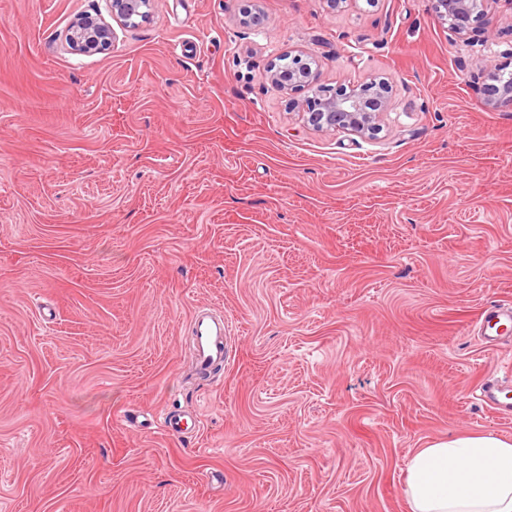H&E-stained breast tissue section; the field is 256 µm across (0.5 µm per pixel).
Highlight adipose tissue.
I'll use <instances>...</instances> for the list:
<instances>
[{
    "mask_svg": "<svg viewBox=\"0 0 512 512\" xmlns=\"http://www.w3.org/2000/svg\"><path fill=\"white\" fill-rule=\"evenodd\" d=\"M410 512H512V439L491 433L428 443L404 475Z\"/></svg>",
    "mask_w": 512,
    "mask_h": 512,
    "instance_id": "1",
    "label": "adipose tissue"
}]
</instances>
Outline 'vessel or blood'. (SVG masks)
I'll use <instances>...</instances> for the list:
<instances>
[{
	"mask_svg": "<svg viewBox=\"0 0 512 512\" xmlns=\"http://www.w3.org/2000/svg\"><path fill=\"white\" fill-rule=\"evenodd\" d=\"M483 331V342L487 348H497L505 333L512 328V306L497 304L484 308L478 318ZM192 347L199 371L208 372L223 366L229 358L227 343L228 327L223 313L211 307H198L189 320ZM504 386L499 380L481 384L475 396L492 411L503 417L512 416V405L502 402Z\"/></svg>",
	"mask_w": 512,
	"mask_h": 512,
	"instance_id": "1",
	"label": "vessel or blood"
}]
</instances>
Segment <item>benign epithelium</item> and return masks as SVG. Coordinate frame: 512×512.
<instances>
[{
    "instance_id": "1",
    "label": "benign epithelium",
    "mask_w": 512,
    "mask_h": 512,
    "mask_svg": "<svg viewBox=\"0 0 512 512\" xmlns=\"http://www.w3.org/2000/svg\"><path fill=\"white\" fill-rule=\"evenodd\" d=\"M488 0H434L437 16L458 38L475 44L488 42V27L483 25ZM150 0H107L109 13L126 23L144 15L143 8ZM112 25L101 18L84 17L74 23L69 42L79 51L102 52L112 46ZM297 64L288 73L272 63L269 66L271 83L282 90L309 89L312 95L302 104V119L317 131H342L352 135L375 138L382 131L381 120L388 108L389 83L373 80L356 88H323L317 86L315 60L294 57ZM485 85L487 102L492 107L512 103V72L501 73Z\"/></svg>"
}]
</instances>
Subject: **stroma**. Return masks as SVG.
Masks as SVG:
<instances>
[{"label": "stroma", "mask_w": 512, "mask_h": 512, "mask_svg": "<svg viewBox=\"0 0 512 512\" xmlns=\"http://www.w3.org/2000/svg\"><path fill=\"white\" fill-rule=\"evenodd\" d=\"M0 0V512H409L431 441L512 418V0L469 47L433 0ZM259 25H249L253 14ZM390 84L377 139L304 124L270 62ZM231 357L192 376L188 323ZM181 410L198 426L164 432ZM110 16L116 17L125 23H135L133 20L142 17L150 0H107ZM68 39L79 51L102 52L112 46L114 32L105 19L87 16L74 23ZM498 71V78L493 81L494 83L485 84L484 92L487 97V102L491 107H498L501 105H511L512 103V72L508 73L505 77L503 69L500 67L494 68ZM501 72V74L499 73ZM481 329H484L482 336L485 346L489 349L497 348L504 337L508 334V324L512 325V306L511 304H497L484 308L477 320ZM192 347L199 371L209 372L229 359L228 326L224 314L211 307H197L189 320ZM506 389L509 388L504 387L499 380L493 379L481 384L476 390L475 396L492 411L502 417L510 418L512 416V405L510 407L508 403H504L501 400V394Z\"/></svg>", "instance_id": "stroma-1"}]
</instances>
